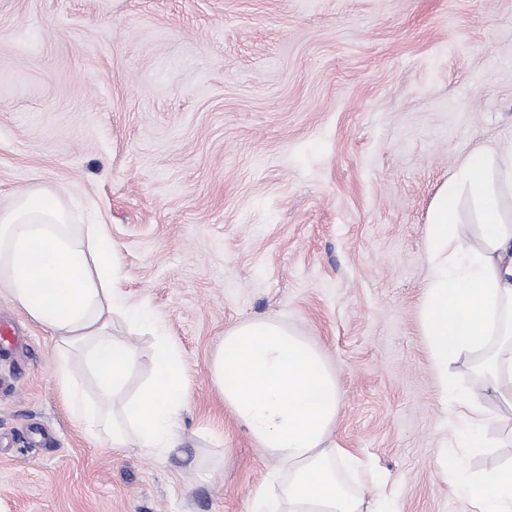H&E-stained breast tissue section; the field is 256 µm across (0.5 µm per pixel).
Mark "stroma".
I'll use <instances>...</instances> for the list:
<instances>
[{
  "mask_svg": "<svg viewBox=\"0 0 512 512\" xmlns=\"http://www.w3.org/2000/svg\"><path fill=\"white\" fill-rule=\"evenodd\" d=\"M512 144V0H0V208L37 186L105 225L130 302L179 344L170 455L92 441L50 334L0 355L8 512H250L268 461L225 409L227 329L280 319L341 384L329 445L386 474L401 512H470L420 334L430 208L471 153ZM152 376L154 338L115 318ZM471 474L512 463L485 429Z\"/></svg>",
  "mask_w": 512,
  "mask_h": 512,
  "instance_id": "35a3bbf8",
  "label": "stroma"
}]
</instances>
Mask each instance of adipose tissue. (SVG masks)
<instances>
[{
    "label": "adipose tissue",
    "mask_w": 512,
    "mask_h": 512,
    "mask_svg": "<svg viewBox=\"0 0 512 512\" xmlns=\"http://www.w3.org/2000/svg\"><path fill=\"white\" fill-rule=\"evenodd\" d=\"M464 200L476 223L469 237L459 228ZM426 251L422 334L454 437L440 452L439 475L469 498L472 512H512V465L464 477L456 464L458 453L484 450L489 419L512 431V148L480 150L458 166L431 206ZM116 252L102 225L76 223L60 194L28 187L0 209V288L50 332L70 416L112 448L168 454L180 446L187 402L182 351L157 333L146 304L128 302ZM118 314L156 334L154 378L131 400L123 392L139 355L113 334ZM76 356L97 383L95 396L75 376ZM464 357L478 369L467 391L448 382L450 365ZM211 376L225 406L275 462L277 490H258L252 512H399L397 498L380 491L382 476L362 467L353 486L344 472L355 464L351 454L326 446L339 380L307 337L276 319L239 323L225 331ZM492 406L497 416L489 415Z\"/></svg>",
    "instance_id": "adipose-tissue-1"
}]
</instances>
